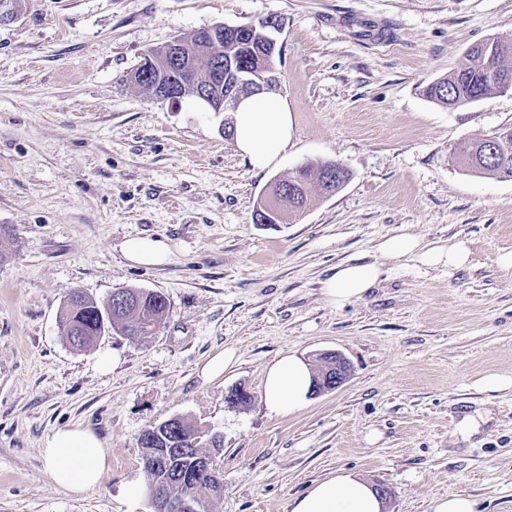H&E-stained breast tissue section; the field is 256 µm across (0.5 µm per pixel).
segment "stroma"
<instances>
[{
  "label": "stroma",
  "instance_id": "1",
  "mask_svg": "<svg viewBox=\"0 0 512 512\" xmlns=\"http://www.w3.org/2000/svg\"><path fill=\"white\" fill-rule=\"evenodd\" d=\"M0 24V512H130L146 480L138 436L186 417L224 440V494L210 512H289L337 469L387 486L385 512H434L467 495L512 512V180L456 161L474 137L512 125V90L454 109L423 88L466 50L512 34V0H21ZM274 17L275 91L294 137L257 173L225 135L227 113L174 107L129 76L147 51L216 23ZM338 162L351 178L280 224L253 212L273 180ZM465 241L467 268L380 253L400 234ZM164 237L171 261L133 267L123 244ZM362 258L383 274L338 308L330 269ZM165 295L147 338L110 334L74 349L59 313L75 291ZM231 347L222 378L197 367ZM343 354L351 375L293 413L269 412L262 374L281 353ZM119 364L100 372L101 353ZM251 395L225 402L235 387ZM478 423L467 432L466 418ZM91 429L110 452L76 496L48 475L45 438Z\"/></svg>",
  "mask_w": 512,
  "mask_h": 512
}]
</instances>
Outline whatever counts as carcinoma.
Masks as SVG:
<instances>
[{
    "mask_svg": "<svg viewBox=\"0 0 512 512\" xmlns=\"http://www.w3.org/2000/svg\"><path fill=\"white\" fill-rule=\"evenodd\" d=\"M184 45L197 59L200 80H205L207 73L214 64L227 60L232 55L239 63L250 66L263 64L273 69L275 59L280 55L281 48L272 49L255 35L237 36L230 42L222 36L211 38L206 33H195L183 39ZM155 53L149 52L144 62L131 75V79L139 86L150 90L157 84H172L181 78L179 67L171 62L165 66L154 59ZM487 56L475 51L469 54V60L461 62L448 73L429 84L424 89L427 98L446 106L452 103L460 105L480 101L502 91V86L493 84L486 76ZM512 46L505 51H498L491 58L499 70L506 74L512 83ZM512 142V126L501 129L491 136L477 138L462 152L461 163L475 175H490L503 179L512 176V167L505 168L497 161L491 150L496 144ZM338 169L336 187L340 188L349 180V172L340 164H322L318 167L306 166L288 176V197L293 200L288 211L295 212L309 204V186L307 175L323 172L329 167ZM131 306L121 313H110L109 305L100 306L80 293L69 296L60 319V330L66 340L78 346L87 347L98 338L114 330L126 336L148 337L153 335L156 324L168 312L166 298L159 292L128 288ZM149 438L141 444L144 449L142 461L157 459L159 466L149 467L146 473L149 486L159 488L164 496L179 498L194 496L199 500V512H208V503L222 497L224 482L211 478L207 470L200 467L195 449L188 448L183 441L193 437L199 443L210 448L208 456L214 459V466H219V458L223 452L222 439L202 430L192 422L183 419L172 428H155L147 432Z\"/></svg>",
    "mask_w": 512,
    "mask_h": 512,
    "instance_id": "cac0c4a2",
    "label": "carcinoma"
}]
</instances>
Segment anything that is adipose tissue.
Listing matches in <instances>:
<instances>
[{
	"label": "adipose tissue",
	"instance_id": "adipose-tissue-1",
	"mask_svg": "<svg viewBox=\"0 0 512 512\" xmlns=\"http://www.w3.org/2000/svg\"><path fill=\"white\" fill-rule=\"evenodd\" d=\"M232 118L234 143L257 171L275 165L294 136L293 114L287 100L267 90L242 96ZM379 249L400 256L413 255L423 264L451 270L464 268L469 262V249L461 241L429 245L405 234L384 240ZM381 274L380 266L374 262L357 259L341 263L323 280L322 291L331 305L342 307L373 288ZM262 390L270 412L281 414L300 409L312 395V369L296 353H282L266 366ZM42 455L52 481L75 494L95 489L109 468L104 442L80 425L49 435L43 442ZM289 509L290 512H384L385 503L369 480L340 469L312 481L302 494L291 500Z\"/></svg>",
	"mask_w": 512,
	"mask_h": 512
}]
</instances>
